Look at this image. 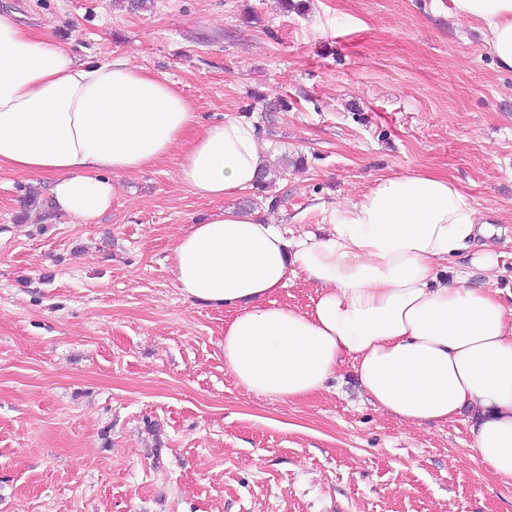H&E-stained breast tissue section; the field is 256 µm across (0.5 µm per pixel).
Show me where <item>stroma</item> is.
Returning a JSON list of instances; mask_svg holds the SVG:
<instances>
[{
    "label": "stroma",
    "mask_w": 512,
    "mask_h": 512,
    "mask_svg": "<svg viewBox=\"0 0 512 512\" xmlns=\"http://www.w3.org/2000/svg\"><path fill=\"white\" fill-rule=\"evenodd\" d=\"M5 2L79 58L177 82L203 121L242 113L270 159L304 156L251 196L293 235L330 230L377 178H454L508 227L482 238L499 266L471 282L512 309V72L448 0ZM176 167L113 177L87 223L0 172V512H512L463 420L386 415L351 365L299 403L236 385L226 312L184 302L165 262L214 207Z\"/></svg>",
    "instance_id": "stroma-1"
}]
</instances>
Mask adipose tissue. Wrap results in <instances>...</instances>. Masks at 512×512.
I'll return each mask as SVG.
<instances>
[{"label": "adipose tissue", "instance_id": "obj_1", "mask_svg": "<svg viewBox=\"0 0 512 512\" xmlns=\"http://www.w3.org/2000/svg\"><path fill=\"white\" fill-rule=\"evenodd\" d=\"M512 71V0H448ZM179 153L177 179L215 202L166 261L184 301L227 312L224 367L247 393L294 402L327 391L351 362L370 403L411 425L468 418L474 459L512 486V318L449 258L493 228L454 179L377 178L331 211L332 230L291 235L223 201L256 186L268 157L232 113L202 125L176 82L125 58L88 62L0 13V170L49 181L52 213L91 220L112 179ZM310 310L279 304L291 275Z\"/></svg>", "mask_w": 512, "mask_h": 512}]
</instances>
